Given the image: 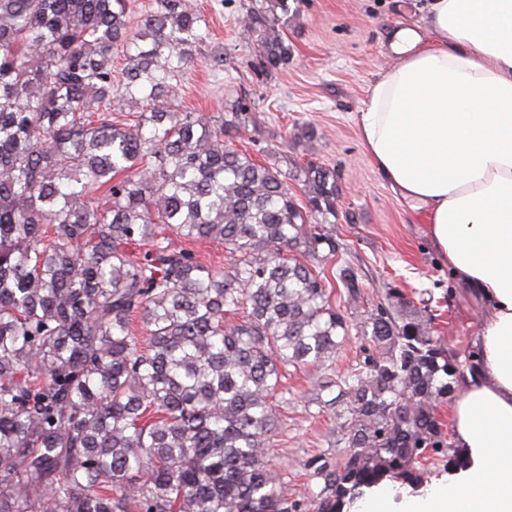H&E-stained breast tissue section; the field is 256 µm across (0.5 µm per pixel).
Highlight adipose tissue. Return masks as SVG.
<instances>
[{
	"mask_svg": "<svg viewBox=\"0 0 512 512\" xmlns=\"http://www.w3.org/2000/svg\"><path fill=\"white\" fill-rule=\"evenodd\" d=\"M424 43L388 36L395 63L368 86L360 139L481 318L458 384L460 465L417 491L384 481L350 512H512V0H424Z\"/></svg>",
	"mask_w": 512,
	"mask_h": 512,
	"instance_id": "1",
	"label": "adipose tissue"
}]
</instances>
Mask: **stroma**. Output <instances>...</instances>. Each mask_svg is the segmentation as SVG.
I'll return each instance as SVG.
<instances>
[{
    "label": "stroma",
    "mask_w": 512,
    "mask_h": 512,
    "mask_svg": "<svg viewBox=\"0 0 512 512\" xmlns=\"http://www.w3.org/2000/svg\"><path fill=\"white\" fill-rule=\"evenodd\" d=\"M192 4L206 35L193 49V65L172 82L177 104L186 112L220 116L245 101L254 122L238 144L257 161L276 162L292 175L311 161L335 169L336 215L329 228L344 245L339 261L355 268L364 292L359 304L342 305V312L364 321L389 289H399L416 308H431L436 335L467 357L480 309L454 287L423 216L393 194L357 126L368 86L393 61L391 28L422 22L418 0H287V9H275L274 17L290 48L288 63L270 70L256 67L254 43L241 34L249 12L270 0ZM363 347L362 337H352L333 363L292 369L284 379L287 400L276 406L280 427L268 462L289 495L318 491L307 460L345 451L334 417L319 413L310 395L323 376L354 372Z\"/></svg>",
    "instance_id": "stroma-1"
}]
</instances>
